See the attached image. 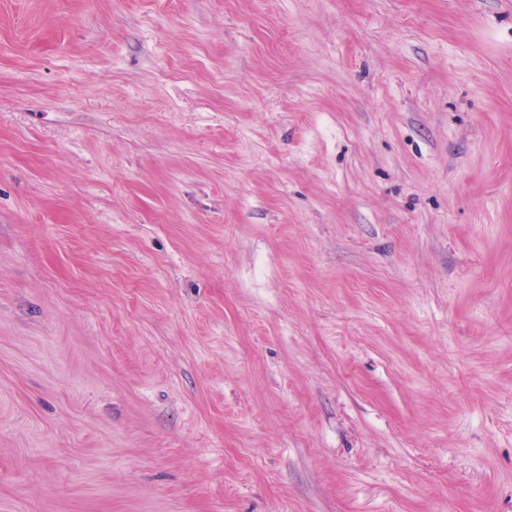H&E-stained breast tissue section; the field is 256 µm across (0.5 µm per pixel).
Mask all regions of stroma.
<instances>
[{
  "label": "stroma",
  "mask_w": 512,
  "mask_h": 512,
  "mask_svg": "<svg viewBox=\"0 0 512 512\" xmlns=\"http://www.w3.org/2000/svg\"><path fill=\"white\" fill-rule=\"evenodd\" d=\"M0 512H512V0H0Z\"/></svg>",
  "instance_id": "stroma-1"
}]
</instances>
